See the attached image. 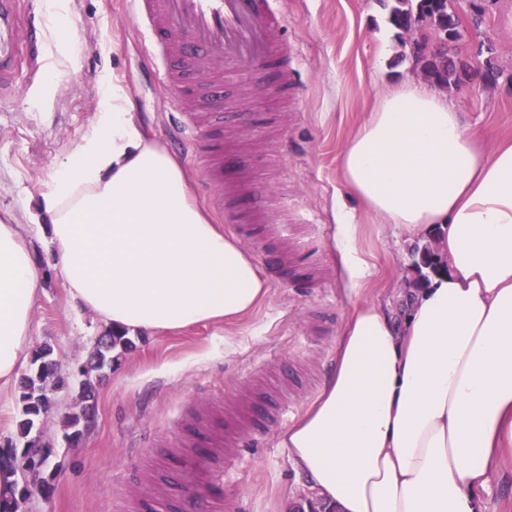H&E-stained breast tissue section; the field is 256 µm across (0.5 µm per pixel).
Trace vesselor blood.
Instances as JSON below:
<instances>
[{
    "label": "vessel or blood",
    "mask_w": 512,
    "mask_h": 512,
    "mask_svg": "<svg viewBox=\"0 0 512 512\" xmlns=\"http://www.w3.org/2000/svg\"><path fill=\"white\" fill-rule=\"evenodd\" d=\"M17 2L0 0V93L12 86L23 53L22 19L14 9ZM131 6L136 19L147 24L172 62L165 77L179 87L181 112H189L195 102L221 111L227 79L255 71L274 58L281 61L277 82L292 89L294 76L286 64L283 23L269 9L268 0H131ZM239 152L237 140L231 138L208 144L200 153L209 180L224 187L217 204L224 211L225 223L241 236L288 241L293 225L304 223V216L287 209L271 224L263 208L242 210L241 200L253 196L261 181L249 166L238 167L234 177H225V163ZM204 431L206 450L182 471L184 485L206 480L212 464L236 445V431L209 423Z\"/></svg>",
    "instance_id": "obj_1"
}]
</instances>
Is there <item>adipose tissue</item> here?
Segmentation results:
<instances>
[{"label": "adipose tissue", "mask_w": 512, "mask_h": 512, "mask_svg": "<svg viewBox=\"0 0 512 512\" xmlns=\"http://www.w3.org/2000/svg\"><path fill=\"white\" fill-rule=\"evenodd\" d=\"M340 171L367 214L433 236L445 261L396 320L369 300L361 226L341 212L349 317L322 395L282 442L336 512H484L476 492L512 450V142L485 149L444 92L410 76L375 100ZM42 205L69 295L115 334L231 324L268 297L120 85ZM40 292L28 241L0 223V389L26 359Z\"/></svg>", "instance_id": "adipose-tissue-1"}]
</instances>
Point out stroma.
Wrapping results in <instances>:
<instances>
[{"label": "stroma", "mask_w": 512, "mask_h": 512, "mask_svg": "<svg viewBox=\"0 0 512 512\" xmlns=\"http://www.w3.org/2000/svg\"><path fill=\"white\" fill-rule=\"evenodd\" d=\"M270 6L284 19L299 100L287 112L277 82L257 84L241 104V141L260 170L266 148L276 150L275 188L310 214L314 230L302 226L297 233L309 236L319 260L282 270L269 282L268 299L233 324L135 338L132 350L95 379L93 417L81 441L70 445L65 418L83 405L79 369L107 328L68 295L39 232L40 203L55 164L79 145L112 83L126 88L144 131L183 165L212 223L224 216L211 203L195 148L176 141L177 92L159 78L158 52L138 30L128 0H61L56 9L50 0H22L21 12L35 16L45 39L37 58L18 67L13 89L0 94V220L21 225L35 251L42 291L32 315L33 346L52 348L67 385L51 391L41 426L52 446L38 475L47 491L21 500L17 512H130L135 498L142 512H179V472L196 453L191 421L223 423L225 407L244 395L263 408L278 406L256 381L260 372L288 387L293 416L303 417L333 372L349 314L348 273L333 248L338 209L355 211L362 225L370 297L405 316L402 296L422 274L415 261L426 244L359 213L339 156L381 92L421 75L415 36L389 23L381 0H270ZM511 16L512 0H489L480 35L464 34L463 46L491 42L499 66L512 72ZM61 26L73 32L65 52L57 48ZM446 93L486 146L512 139L511 91L484 86L476 74ZM311 277L317 287H307ZM285 431L269 423L242 437L236 462L224 471V512H297L315 497L282 445ZM479 496L489 512H512L511 458L491 472Z\"/></svg>", "instance_id": "1"}]
</instances>
